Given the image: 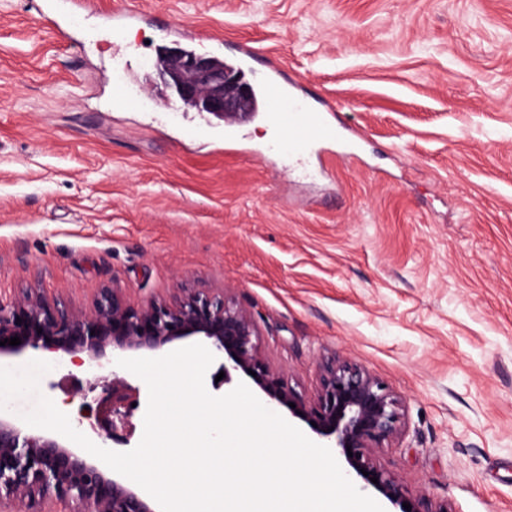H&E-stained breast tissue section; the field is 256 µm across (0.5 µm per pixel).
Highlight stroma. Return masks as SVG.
<instances>
[{"mask_svg":"<svg viewBox=\"0 0 512 512\" xmlns=\"http://www.w3.org/2000/svg\"><path fill=\"white\" fill-rule=\"evenodd\" d=\"M36 2L0 0V301L225 295L306 399L333 357L401 398L374 457L409 494L512 512V0H94L67 40ZM162 47L255 86L271 60L347 129L291 157L266 113L168 111ZM100 376L138 403L132 450L136 375L63 357L40 390L87 435Z\"/></svg>","mask_w":512,"mask_h":512,"instance_id":"stroma-1","label":"stroma"}]
</instances>
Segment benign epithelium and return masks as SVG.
Here are the masks:
<instances>
[{
    "instance_id": "obj_1",
    "label": "benign epithelium",
    "mask_w": 512,
    "mask_h": 512,
    "mask_svg": "<svg viewBox=\"0 0 512 512\" xmlns=\"http://www.w3.org/2000/svg\"><path fill=\"white\" fill-rule=\"evenodd\" d=\"M166 84L188 106L219 119H244L257 109L253 85L242 70L212 57L175 49L157 59ZM251 314L222 295H188L174 304L154 302L136 308L117 288H103L85 313L57 298L24 293L0 304V358L27 352L67 355L93 371L129 352H158L191 337L200 338L220 361L221 379L253 371V382L273 403L311 425L318 437L334 444L350 470L399 512H450L426 495L412 497L373 459L374 449L401 435V402L363 366L347 359L320 363V389L309 402L260 357ZM103 389L110 391L105 384ZM112 392V391H110ZM117 392L98 406L100 446L114 440L112 414ZM295 407H290V404ZM369 475H363V472ZM378 478L373 483L371 478ZM411 505L406 510L403 504ZM157 512L142 491L107 470L105 463L45 431L27 430L0 413V512Z\"/></svg>"
}]
</instances>
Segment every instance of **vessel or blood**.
Wrapping results in <instances>:
<instances>
[{"mask_svg":"<svg viewBox=\"0 0 512 512\" xmlns=\"http://www.w3.org/2000/svg\"><path fill=\"white\" fill-rule=\"evenodd\" d=\"M262 92L283 150L300 154L335 138L337 125L327 113L290 99L277 78H267Z\"/></svg>","mask_w":512,"mask_h":512,"instance_id":"obj_1","label":"vessel or blood"}]
</instances>
